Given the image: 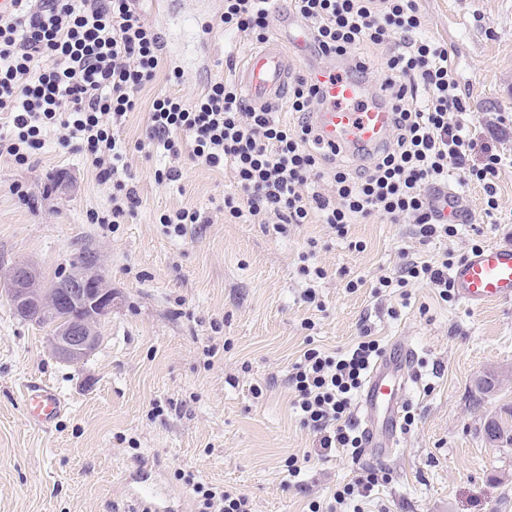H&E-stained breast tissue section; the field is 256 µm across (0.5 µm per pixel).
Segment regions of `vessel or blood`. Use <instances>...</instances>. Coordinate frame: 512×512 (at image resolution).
<instances>
[{
  "mask_svg": "<svg viewBox=\"0 0 512 512\" xmlns=\"http://www.w3.org/2000/svg\"><path fill=\"white\" fill-rule=\"evenodd\" d=\"M279 32L251 51L239 71V81L250 106L258 111L281 101L298 58L288 55L285 43L303 47L304 27L290 14L279 18ZM313 80L322 100L312 122L325 142L374 152L391 134L389 112L373 100L365 79L345 77L332 68H318ZM459 300L472 307L512 301V245H487L466 256L450 270ZM414 350L397 340L384 352L367 377L359 400V426L367 448L392 450L397 441L399 410L412 375ZM24 411L40 427L54 425L67 404L48 382L31 379L23 385Z\"/></svg>",
  "mask_w": 512,
  "mask_h": 512,
  "instance_id": "1",
  "label": "vessel or blood"
}]
</instances>
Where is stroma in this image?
I'll list each match as a JSON object with an SVG mask.
<instances>
[{
    "mask_svg": "<svg viewBox=\"0 0 512 512\" xmlns=\"http://www.w3.org/2000/svg\"><path fill=\"white\" fill-rule=\"evenodd\" d=\"M419 7L427 34L455 44L448 63L478 144L507 160L495 218L484 213L481 186L469 184L456 236L423 244L413 225L379 216L349 225L343 237L323 224L279 230L229 221L230 170L137 151L156 94L174 90L193 101L207 78H223L226 57L240 67L254 49L250 36L230 38L217 25L208 54L199 52L189 20L218 18L219 0H139L180 81L163 74L148 83L117 131L141 199L127 223L108 224L111 185L98 183L82 153L59 150L54 134L31 165L0 158V276L27 261L51 281L88 249L119 294L96 350L71 365L52 355L48 328L15 316L0 289V512H136L144 487L172 512H194L198 481L245 492L253 512H308L315 500L335 512H512V444L492 446L482 434L488 415H512V303L472 309L421 283L379 285L411 259L512 244V0ZM499 115L503 124L489 128ZM172 165L182 179L156 182L155 170ZM182 207L198 210L201 223L184 237L166 235L160 214ZM94 213L102 223L91 221ZM304 255L324 279L302 274ZM310 287L313 304L303 299ZM365 326L382 347L401 338L414 348L406 408L415 420L392 453L339 450L289 479L288 457L313 450L314 436L291 405L288 373L307 345L340 350ZM492 369L500 389L481 396L475 381ZM34 377L68 404L48 429L22 409L21 385ZM157 403L163 415H154ZM372 470L384 479L370 498L334 505V489Z\"/></svg>",
    "mask_w": 512,
    "mask_h": 512,
    "instance_id": "1",
    "label": "stroma"
}]
</instances>
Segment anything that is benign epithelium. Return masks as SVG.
I'll use <instances>...</instances> for the list:
<instances>
[{"mask_svg":"<svg viewBox=\"0 0 512 512\" xmlns=\"http://www.w3.org/2000/svg\"><path fill=\"white\" fill-rule=\"evenodd\" d=\"M7 296L16 316L24 321L48 325V344L60 361L78 364L96 350L101 324L112 315L117 294L98 261L73 260L64 281L46 283L37 268L18 261L4 279ZM69 290L74 312L58 315L57 290Z\"/></svg>","mask_w":512,"mask_h":512,"instance_id":"1","label":"benign epithelium"}]
</instances>
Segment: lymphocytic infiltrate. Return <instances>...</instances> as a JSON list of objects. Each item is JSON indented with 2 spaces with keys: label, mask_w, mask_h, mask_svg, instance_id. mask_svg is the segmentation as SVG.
<instances>
[{
  "label": "lymphocytic infiltrate",
  "mask_w": 512,
  "mask_h": 512,
  "mask_svg": "<svg viewBox=\"0 0 512 512\" xmlns=\"http://www.w3.org/2000/svg\"><path fill=\"white\" fill-rule=\"evenodd\" d=\"M276 0H224L225 33L267 39ZM0 16V157L25 165L47 131L62 148L86 153L101 183L111 184L113 223H125L141 200L125 164L127 146L117 135L138 95L161 65L157 31L138 14L135 0H12ZM287 9L309 30L310 64L288 89V115L252 109L232 79L208 81L192 103L164 93L149 112L148 133L137 145L209 168H231L237 194L224 197L231 219L270 217L280 224H325L339 235L380 214L409 221L421 242L455 233L428 193L461 172V184L482 186L486 216L499 209L500 154L476 146L463 119L468 110L447 45L425 31L417 0H288ZM385 48L380 98L393 112L390 142L350 171L338 165V148L323 143L308 120L319 105L312 63L346 59L361 48ZM331 178L334 195L319 189ZM448 260L409 261L381 287L423 281L449 299ZM381 354L378 339L363 331L348 349L329 355L306 349L288 376L293 405L315 437L314 451L359 449L353 401ZM195 512H253L233 488L197 483Z\"/></svg>",
  "instance_id": "obj_1"
}]
</instances>
